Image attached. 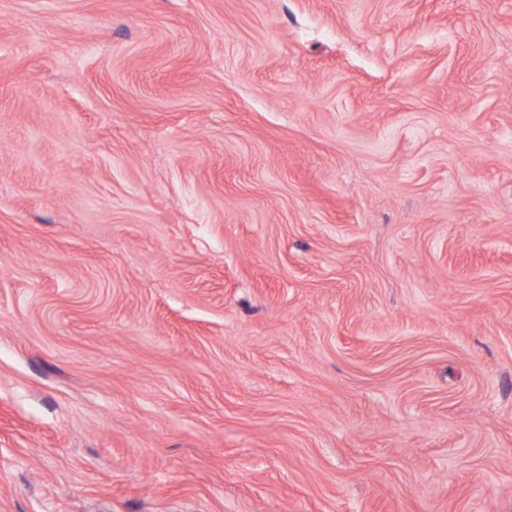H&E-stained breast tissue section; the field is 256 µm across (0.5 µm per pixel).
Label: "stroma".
<instances>
[{
  "instance_id": "1",
  "label": "stroma",
  "mask_w": 512,
  "mask_h": 512,
  "mask_svg": "<svg viewBox=\"0 0 512 512\" xmlns=\"http://www.w3.org/2000/svg\"><path fill=\"white\" fill-rule=\"evenodd\" d=\"M0 512H512V0H0Z\"/></svg>"
}]
</instances>
